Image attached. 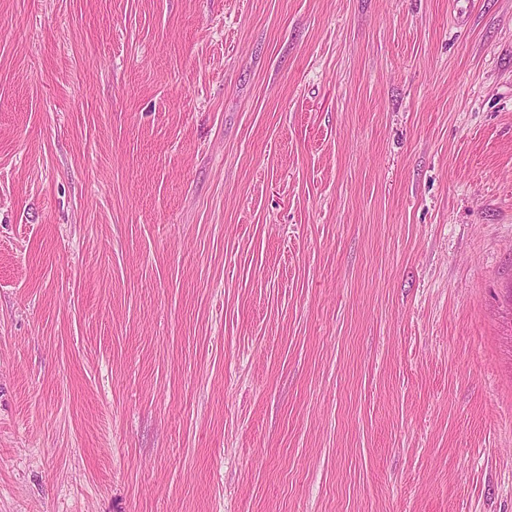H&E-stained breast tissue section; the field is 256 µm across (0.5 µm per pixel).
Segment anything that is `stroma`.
Instances as JSON below:
<instances>
[{"instance_id":"35a3bbf8","label":"stroma","mask_w":512,"mask_h":512,"mask_svg":"<svg viewBox=\"0 0 512 512\" xmlns=\"http://www.w3.org/2000/svg\"><path fill=\"white\" fill-rule=\"evenodd\" d=\"M0 512H512V0H0Z\"/></svg>"}]
</instances>
